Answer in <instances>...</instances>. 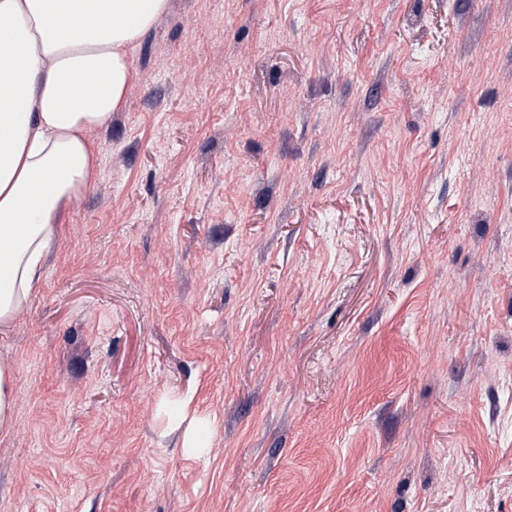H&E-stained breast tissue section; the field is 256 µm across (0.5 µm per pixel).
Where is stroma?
Listing matches in <instances>:
<instances>
[{"instance_id":"35a3bbf8","label":"stroma","mask_w":512,"mask_h":512,"mask_svg":"<svg viewBox=\"0 0 512 512\" xmlns=\"http://www.w3.org/2000/svg\"><path fill=\"white\" fill-rule=\"evenodd\" d=\"M133 62L0 512H512V0H169ZM190 402L191 397L188 395H173L162 401L160 413L168 419L173 430L179 429L187 421L183 430L182 448L189 454H198L201 448L207 447L214 425L209 416L195 414L188 419Z\"/></svg>"}]
</instances>
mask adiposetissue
<instances>
[{
    "mask_svg": "<svg viewBox=\"0 0 512 512\" xmlns=\"http://www.w3.org/2000/svg\"><path fill=\"white\" fill-rule=\"evenodd\" d=\"M168 0H0V332L27 307L60 215L97 176L87 134L106 125L134 79L132 51ZM190 396L161 415L199 453L214 432Z\"/></svg>",
    "mask_w": 512,
    "mask_h": 512,
    "instance_id": "1",
    "label": "adipose tissue"
}]
</instances>
